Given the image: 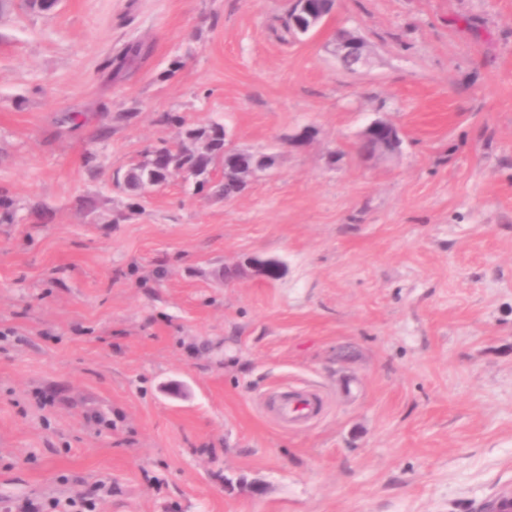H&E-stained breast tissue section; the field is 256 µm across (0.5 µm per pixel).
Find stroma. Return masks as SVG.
Listing matches in <instances>:
<instances>
[{
  "mask_svg": "<svg viewBox=\"0 0 512 512\" xmlns=\"http://www.w3.org/2000/svg\"><path fill=\"white\" fill-rule=\"evenodd\" d=\"M0 8V502L476 512L512 491V0ZM361 35L350 72L334 32ZM142 53L121 74L108 61ZM185 124L273 155L230 200L126 171ZM400 150H356L372 121ZM300 145L288 139L303 129ZM283 275L238 273L248 257ZM320 417L283 427L281 388ZM308 1L312 0H287V11L288 15L291 14L293 16V20L296 26V29L301 36H306L308 34L313 33L317 29H320L324 26L326 19L330 14L317 12L316 10L310 9L308 5ZM303 12L306 14L307 18L299 23L296 22L295 17L299 16V13ZM286 26L289 31L293 35L296 34V29L294 28L293 21L291 18L287 17Z\"/></svg>",
  "mask_w": 512,
  "mask_h": 512,
  "instance_id": "35a3bbf8",
  "label": "stroma"
}]
</instances>
